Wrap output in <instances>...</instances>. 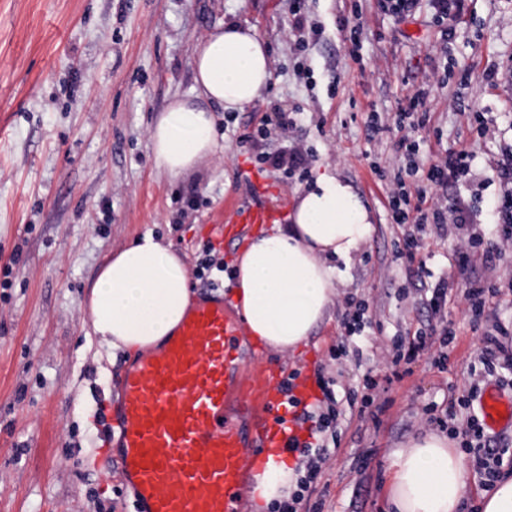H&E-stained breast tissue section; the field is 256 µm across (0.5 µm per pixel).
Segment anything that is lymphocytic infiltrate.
<instances>
[{
    "label": "lymphocytic infiltrate",
    "mask_w": 512,
    "mask_h": 512,
    "mask_svg": "<svg viewBox=\"0 0 512 512\" xmlns=\"http://www.w3.org/2000/svg\"><path fill=\"white\" fill-rule=\"evenodd\" d=\"M418 101V96H411L409 107L399 108L396 113L395 127L402 133L399 149L404 177L397 180L395 188L389 190L387 196L393 222L412 229L411 234L403 237L396 251L397 258L410 264L416 262L423 247L421 234L428 225L440 227L451 222L461 230L472 221V213L464 201H448L447 197L441 196L440 191L447 187L450 181L470 174L473 153L469 146L461 145L445 149L429 162H422L420 144L412 136L416 123L411 107ZM297 125L295 113L287 111L267 112L256 118L254 132L250 136L252 142L264 140L272 128L278 129L292 140L290 146L273 152L257 153L256 165L267 166L287 175L308 174L311 159L300 142L294 139ZM419 176L424 179L423 185L410 187V179ZM498 176L504 183L509 184L510 189L503 194L500 201L504 222L496 227L497 246L480 253L477 252V244L473 239L458 237L448 257L449 266L464 269L479 253L483 254L485 260H492L495 255L500 254L502 246L512 244V154L501 164ZM454 286H457L454 280L443 277L431 288L428 300L430 321L417 329L412 338L396 342L397 358L414 359L416 354L425 348L429 335L438 332L445 336L450 335L445 309ZM318 386L322 397L317 403L303 405L291 398L285 404L286 411L291 413L295 423L306 427L308 431L307 439L293 440L291 445L292 450L299 455L305 474L298 478L295 489L288 496L272 502L270 512H310V499L317 490L316 484L322 466L331 452L328 440L337 434L336 401L331 382L322 378L319 379ZM448 429L452 438L460 439L462 447L486 452L488 460L482 465V486H491L503 470L512 471V447H487L488 435L479 414H471L463 428Z\"/></svg>",
    "instance_id": "obj_1"
}]
</instances>
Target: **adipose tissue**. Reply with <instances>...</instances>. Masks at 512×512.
<instances>
[{"label":"adipose tissue","mask_w":512,"mask_h":512,"mask_svg":"<svg viewBox=\"0 0 512 512\" xmlns=\"http://www.w3.org/2000/svg\"><path fill=\"white\" fill-rule=\"evenodd\" d=\"M192 72V93L173 98L150 127L152 163L173 178L223 154L212 106L241 112L270 88L268 42L248 23H220L197 45ZM373 232L354 187L337 173H321L297 194L289 223L255 232L239 257L233 294L249 335L281 354L305 344L327 318L342 278L330 257L350 260ZM191 302L184 259L144 234L100 268L87 306V338L108 350L158 347ZM390 471L395 512H461L469 470L448 438L418 437L397 452ZM296 479L295 465L269 455L251 497L281 498Z\"/></svg>","instance_id":"obj_1"}]
</instances>
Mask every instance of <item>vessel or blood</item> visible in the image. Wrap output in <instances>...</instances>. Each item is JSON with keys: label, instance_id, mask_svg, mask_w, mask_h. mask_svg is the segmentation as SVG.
Here are the masks:
<instances>
[{"label": "vessel or blood", "instance_id": "1", "mask_svg": "<svg viewBox=\"0 0 512 512\" xmlns=\"http://www.w3.org/2000/svg\"><path fill=\"white\" fill-rule=\"evenodd\" d=\"M280 209L227 206L236 226L282 222ZM246 332L223 293L196 300L179 330L156 351L134 357L119 379L112 425L121 471L137 512H242V495L265 449L287 450L280 421L287 395L310 400L307 373L289 380L279 365L253 357L243 367ZM479 412L490 431L512 428V392L486 386Z\"/></svg>", "mask_w": 512, "mask_h": 512}]
</instances>
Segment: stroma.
Wrapping results in <instances>:
<instances>
[{"label": "stroma", "mask_w": 512, "mask_h": 512, "mask_svg": "<svg viewBox=\"0 0 512 512\" xmlns=\"http://www.w3.org/2000/svg\"><path fill=\"white\" fill-rule=\"evenodd\" d=\"M289 0H0V512H135L112 453L107 426L110 384L129 350L100 366L85 335L84 304L108 257L152 232L194 266L211 242L210 226L228 204L254 197L242 176L252 153L241 136L253 114L297 113L311 174L330 169L352 183L374 223L371 240L343 270L331 315L292 356L252 343V354L287 371L324 366L335 380L339 442L322 467L312 512H390L388 465L395 452L433 432L422 408L446 406L477 381L481 339L493 325L512 331V252L495 267L474 260L468 277L499 288L479 318L466 315L452 290L447 319L454 336L446 368L433 367L440 336L402 379L375 389L383 410L360 418L345 400L362 387L392 337L423 326L427 290L449 275L453 224L428 227L421 265L396 260L403 230L387 208L398 172L400 134L371 135L368 115L392 118L422 88L426 124L421 155L456 143L474 160L450 183L473 214L472 233L494 237L504 185L496 169L512 149V0H466L449 42H442L427 0L414 20L382 13L377 0H302L319 39L290 37ZM362 11L358 42L343 29ZM248 20L268 41L272 87L225 119L216 110L222 157L199 173L172 178L151 161L149 127L158 111L194 85V49L216 25ZM495 71L493 82L481 81ZM482 112L484 124L468 121ZM382 175H375L373 165ZM195 207H187V199ZM369 304L370 327L359 353L337 362L344 300Z\"/></svg>", "instance_id": "35a3bbf8"}]
</instances>
